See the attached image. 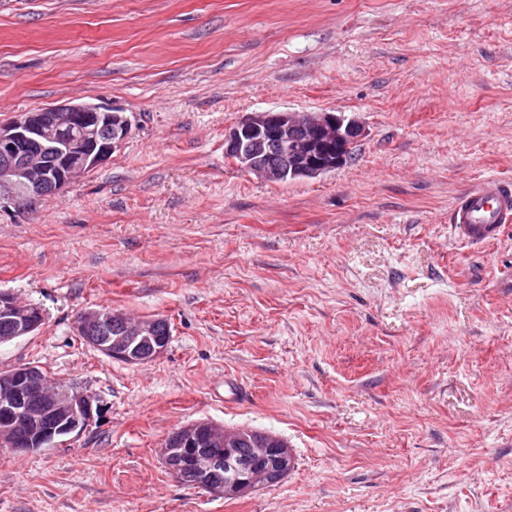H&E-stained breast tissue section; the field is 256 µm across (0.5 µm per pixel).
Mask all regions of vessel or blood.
<instances>
[{"label": "vessel or blood", "instance_id": "obj_1", "mask_svg": "<svg viewBox=\"0 0 512 512\" xmlns=\"http://www.w3.org/2000/svg\"><path fill=\"white\" fill-rule=\"evenodd\" d=\"M448 222L466 242L498 239L512 225V187L497 179L470 186L456 197Z\"/></svg>", "mask_w": 512, "mask_h": 512}]
</instances>
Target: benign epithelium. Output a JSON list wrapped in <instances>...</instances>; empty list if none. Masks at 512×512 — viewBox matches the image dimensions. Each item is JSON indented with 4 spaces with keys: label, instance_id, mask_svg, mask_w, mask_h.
<instances>
[{
    "label": "benign epithelium",
    "instance_id": "benign-epithelium-1",
    "mask_svg": "<svg viewBox=\"0 0 512 512\" xmlns=\"http://www.w3.org/2000/svg\"><path fill=\"white\" fill-rule=\"evenodd\" d=\"M131 132L130 119L91 102L64 103L26 112L0 124V203L31 208L105 163ZM353 120L330 112L264 111L244 115L224 135V151L247 173L268 181L287 174L318 177L345 162L362 135ZM267 143L275 161L256 157ZM43 314L0 291V343L36 332ZM160 319H132L114 310L78 313L74 333L111 360L138 365L165 352L169 339L157 336ZM49 379L36 365L0 372V447L26 454L87 427L93 416L89 397L68 388L47 391ZM244 430H226L195 421L167 436L161 454L177 477L224 497L247 495L285 478L293 460L282 442L264 435L255 440L256 458L266 463L257 477L253 467L233 455ZM224 473L214 482L213 475Z\"/></svg>",
    "mask_w": 512,
    "mask_h": 512
}]
</instances>
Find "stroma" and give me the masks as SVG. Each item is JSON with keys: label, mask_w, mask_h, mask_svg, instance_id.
<instances>
[{"label": "stroma", "mask_w": 512, "mask_h": 512, "mask_svg": "<svg viewBox=\"0 0 512 512\" xmlns=\"http://www.w3.org/2000/svg\"><path fill=\"white\" fill-rule=\"evenodd\" d=\"M72 100L132 121L101 166L0 204V343L90 396L82 431L0 448V512H512V227L472 246L456 195L512 183V0H0V123ZM364 128L314 179L242 171L250 112ZM172 328L139 365L80 341L85 308ZM207 420L295 465L227 499L160 448ZM0 317L6 327L0 329V343L36 332L43 324V314L35 306H24L11 293L0 291Z\"/></svg>", "instance_id": "obj_1"}]
</instances>
